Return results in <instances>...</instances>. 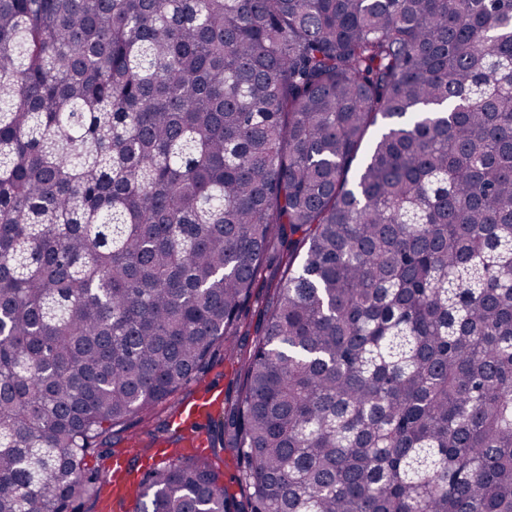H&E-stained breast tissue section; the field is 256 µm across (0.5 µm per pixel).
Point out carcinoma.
I'll return each instance as SVG.
<instances>
[{
  "label": "carcinoma",
  "instance_id": "obj_1",
  "mask_svg": "<svg viewBox=\"0 0 512 512\" xmlns=\"http://www.w3.org/2000/svg\"><path fill=\"white\" fill-rule=\"evenodd\" d=\"M272 265L133 512H512V0H0V512L99 501ZM240 382V363L224 358L223 354L211 362V367L205 374V384H213L222 389L224 396L235 395ZM198 390L197 384L191 383L183 394L176 397V405L182 399L191 398ZM222 391L211 390L208 394L201 392L197 396L195 395L180 406L179 413L171 419V427L183 429L192 422L201 423L206 420L208 412H212L224 401Z\"/></svg>",
  "mask_w": 512,
  "mask_h": 512
}]
</instances>
